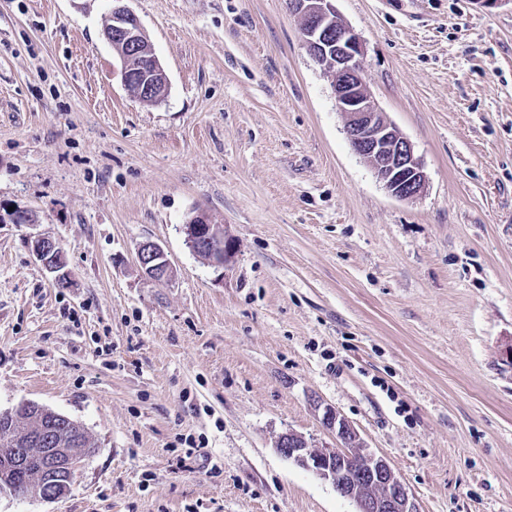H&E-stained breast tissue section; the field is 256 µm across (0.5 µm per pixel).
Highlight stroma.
I'll return each mask as SVG.
<instances>
[{
  "label": "stroma",
  "mask_w": 512,
  "mask_h": 512,
  "mask_svg": "<svg viewBox=\"0 0 512 512\" xmlns=\"http://www.w3.org/2000/svg\"><path fill=\"white\" fill-rule=\"evenodd\" d=\"M128 6L155 104L122 82L111 0H0V213L35 217L0 223V410L95 446L63 498L0 512H354L275 449L335 446L326 405L422 512H512V0H335L424 166L411 201L353 151L288 0ZM198 211L232 266L188 248ZM32 250L37 260L51 273H55L58 286H68L67 275L63 272V250L59 242L50 236H38L32 241ZM137 262L143 273L151 279L163 280L171 276V264L164 249L158 243L146 241L140 244Z\"/></svg>",
  "instance_id": "35a3bbf8"
}]
</instances>
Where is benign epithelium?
<instances>
[{
    "instance_id": "obj_1",
    "label": "benign epithelium",
    "mask_w": 512,
    "mask_h": 512,
    "mask_svg": "<svg viewBox=\"0 0 512 512\" xmlns=\"http://www.w3.org/2000/svg\"><path fill=\"white\" fill-rule=\"evenodd\" d=\"M103 35L119 58L122 80L135 88L140 98L158 102L167 94V76L149 48L150 42L136 15L122 0H113ZM334 0H288L289 8L302 20L301 38L308 54L331 81L336 108L345 120L352 149L374 170L394 197L413 200L427 185V177L412 143L382 112L363 77L364 47L357 34L336 12ZM186 245L207 262L225 268L233 248L224 227L198 213L183 225ZM37 260L55 274L57 284L68 285L63 272V250L50 236L32 241ZM137 262L154 280L171 276L172 267L164 249L146 241L138 247ZM323 423L336 434V447L317 448L304 436L288 431L279 435L277 452L296 465L329 481L351 500L356 512H421L413 495L382 456L370 451L355 427L335 409L324 407ZM83 440L70 432V418L55 420L42 428L38 438L12 441L0 447V497L15 496L6 482L15 470L36 466L43 482L52 488L48 500L65 496L80 461L87 457Z\"/></svg>"
}]
</instances>
